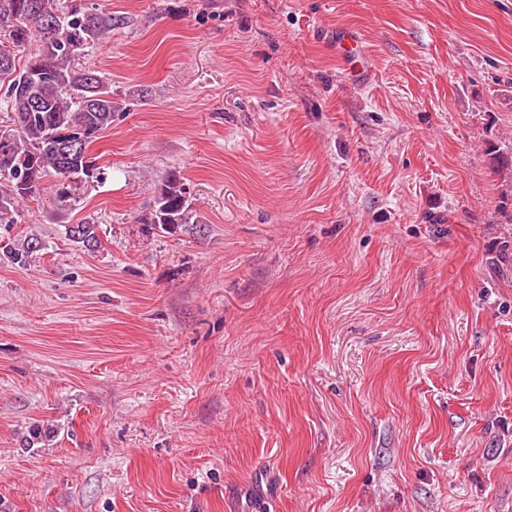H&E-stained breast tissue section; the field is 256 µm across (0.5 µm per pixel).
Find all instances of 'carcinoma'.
Wrapping results in <instances>:
<instances>
[{
  "label": "carcinoma",
  "mask_w": 512,
  "mask_h": 512,
  "mask_svg": "<svg viewBox=\"0 0 512 512\" xmlns=\"http://www.w3.org/2000/svg\"><path fill=\"white\" fill-rule=\"evenodd\" d=\"M125 17L112 14L104 0H0V81L20 134L0 150V225L14 223L19 204L37 197L50 170L60 177V194L94 177L89 148L109 127L120 103L102 73L77 67L81 54L103 42ZM38 43L27 63L16 65V51ZM507 232L497 241L489 268L497 280L512 283V210L502 207ZM148 223L165 234L204 231L193 214L185 183L172 173L153 200ZM96 224H66L67 240L85 251L100 247ZM44 249L36 236L23 241L0 236V261L25 268Z\"/></svg>",
  "instance_id": "cac0c4a2"
}]
</instances>
